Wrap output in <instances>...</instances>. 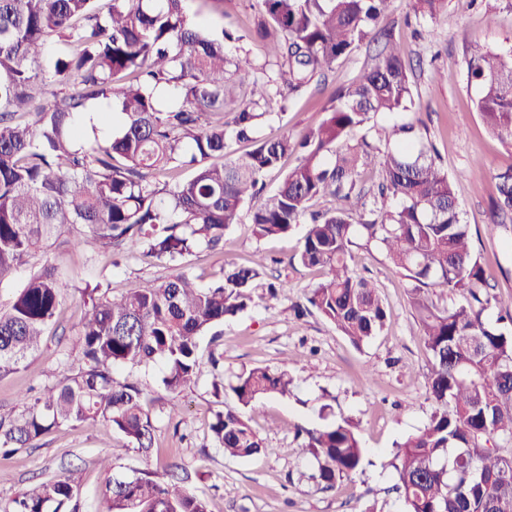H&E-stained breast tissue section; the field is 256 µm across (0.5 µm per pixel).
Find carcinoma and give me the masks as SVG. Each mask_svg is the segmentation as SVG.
Masks as SVG:
<instances>
[{
	"instance_id": "carcinoma-1",
	"label": "carcinoma",
	"mask_w": 512,
	"mask_h": 512,
	"mask_svg": "<svg viewBox=\"0 0 512 512\" xmlns=\"http://www.w3.org/2000/svg\"><path fill=\"white\" fill-rule=\"evenodd\" d=\"M186 0H0V280L43 250L66 225L71 244L91 242L107 254L140 250L177 263L196 249L214 250L237 223L265 173L291 153L300 162L252 213L260 237L307 224L294 256L323 271L307 302L356 348L379 335L389 313L378 288L356 275L352 247L381 248L413 284L412 306L430 354L428 422L397 445L393 491L404 512H512V295L492 294L490 275L461 216L454 181L431 155L427 134L412 124L384 131L387 149L353 141L381 112L414 104L399 46L382 30L381 58L359 81L333 91L321 123L299 142L258 136L260 119L278 97L325 89V70L367 39L391 0H254L252 35L265 43L275 68L248 55L231 57L225 43L241 42L224 28L191 23ZM63 50L46 56L50 37ZM468 78L479 94L475 109L486 128L512 148V50L471 47ZM65 91H50L52 85ZM104 103L119 118L84 131L88 105ZM233 142H250L228 157ZM379 165L381 207H366L359 177ZM191 171L186 178L177 172ZM493 223H512V164L494 174ZM329 195L334 208L307 213ZM264 261L234 266L224 280L199 287L178 271L157 284H129L119 296L101 284L79 289L86 311L69 349L80 364L22 410L0 409V449L37 448L62 426L100 421L145 458L154 424L138 386L117 381L125 364L163 363L160 383L176 402L199 373V338L247 309ZM460 296L440 308L426 291ZM63 293L57 268L30 272L0 305V375L39 350L58 316ZM497 310L496 324L483 319ZM231 390L239 407L215 414L213 440L237 458L264 451L246 411L267 397L292 394L285 371L255 367ZM299 451L318 464L319 483L362 470L364 449L348 419L304 429ZM191 474L173 463L160 474L143 470L114 478L102 512H209L190 487ZM77 491L60 470L13 501L7 512H61Z\"/></svg>"
}]
</instances>
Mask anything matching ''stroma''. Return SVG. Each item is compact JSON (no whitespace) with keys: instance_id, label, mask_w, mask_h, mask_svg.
<instances>
[{"instance_id":"stroma-1","label":"stroma","mask_w":512,"mask_h":512,"mask_svg":"<svg viewBox=\"0 0 512 512\" xmlns=\"http://www.w3.org/2000/svg\"><path fill=\"white\" fill-rule=\"evenodd\" d=\"M415 2L392 0L384 20L412 68L414 104L396 114H376L363 133L375 143L395 123L419 122L426 127L441 167L454 179L465 220L477 227L474 247L496 293L512 294V249L506 245L512 228L490 222V202L497 195L494 174L512 163V150L483 125L474 107L478 90L468 83L466 67L470 42L496 51L512 47V0H477L473 6L467 0H450L433 21L415 19ZM251 3L224 0V11L217 14L203 0H187L186 9L192 22L246 31L253 26ZM380 50V42H366L335 62L328 73V89L360 79ZM326 102V95L317 94L296 98L284 110L271 104L261 136L304 134L322 121ZM304 233L300 224L286 235L258 238L246 208L239 223L225 231L223 250L201 249L186 258L184 270L202 287L222 280L232 265H248L261 256L271 263L256 283L254 304L227 318L218 340L201 337V373L196 384L178 396L184 410L181 425L168 417L169 395L159 385L160 364L117 367V381L136 384L145 392L144 404L155 426L151 459L142 458L103 423L63 426L42 438L39 447L0 455V470L12 477L0 484V503H10L64 465L74 471L80 488L77 512H101L110 475L130 476L139 469L176 462L194 472L192 487L208 500L211 512H365L369 507L374 512H399L397 498L389 491V462L396 443L423 427L433 410L426 388L430 355L411 305L412 285L387 263L379 248H354L355 268L378 286L391 315L380 336L355 348L317 311L301 316L295 311L321 278L319 270L293 260ZM48 262L60 270L64 302L41 351L0 377V407L6 409L28 386L54 383L78 367L79 357L67 348L65 337L83 312L80 287L98 282L117 294L129 282L150 284L170 273L167 264L142 253L116 266L110 256L89 245L77 250L51 247L0 280V300L9 299L30 269ZM279 280L287 283L288 294L270 298L267 285ZM214 353L220 357L216 368L210 363ZM255 367L288 371L293 394L262 400L251 412L250 424L262 438L264 452L246 459L230 457L216 447L209 425L216 412L235 406L236 398L229 390L215 393L212 382L215 373H222L229 383ZM343 418L357 427L365 450L364 472L324 490L314 478L315 466L298 451L297 429ZM103 456L111 458L112 471L99 466Z\"/></svg>"}]
</instances>
